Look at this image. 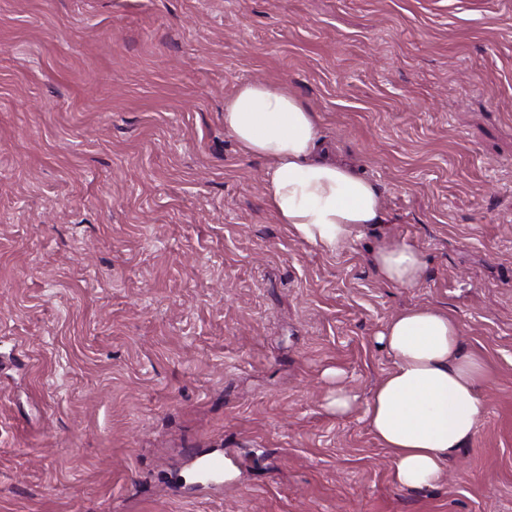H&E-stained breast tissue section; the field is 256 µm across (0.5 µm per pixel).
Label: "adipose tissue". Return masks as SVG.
I'll list each match as a JSON object with an SVG mask.
<instances>
[{"mask_svg": "<svg viewBox=\"0 0 512 512\" xmlns=\"http://www.w3.org/2000/svg\"><path fill=\"white\" fill-rule=\"evenodd\" d=\"M224 127L245 152L266 160L268 205L300 240L333 253L385 223L377 188L355 168L322 156L316 113L288 89L261 81L239 85L224 101ZM372 262L399 288L420 284L428 267L418 246L385 236ZM375 341L392 357L391 368L362 403L341 384L340 372H329L326 407L341 417L363 405L366 426L388 450L398 486H436L485 411L484 364L466 349L458 320L431 306L399 311Z\"/></svg>", "mask_w": 512, "mask_h": 512, "instance_id": "adipose-tissue-1", "label": "adipose tissue"}]
</instances>
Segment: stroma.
<instances>
[{"label": "stroma", "instance_id": "stroma-1", "mask_svg": "<svg viewBox=\"0 0 512 512\" xmlns=\"http://www.w3.org/2000/svg\"><path fill=\"white\" fill-rule=\"evenodd\" d=\"M254 80L385 224L327 254L278 222L224 129ZM383 236L418 287L381 281ZM413 305L490 399L423 490L323 378L365 398ZM0 512H512V0H0ZM374 269L387 283L399 288H414L425 276V253L404 239L381 237L372 254ZM326 375L332 382L336 380V385L329 389L326 396L327 409L339 417L350 414L356 407L358 396L342 384L339 371H328Z\"/></svg>", "mask_w": 512, "mask_h": 512}]
</instances>
